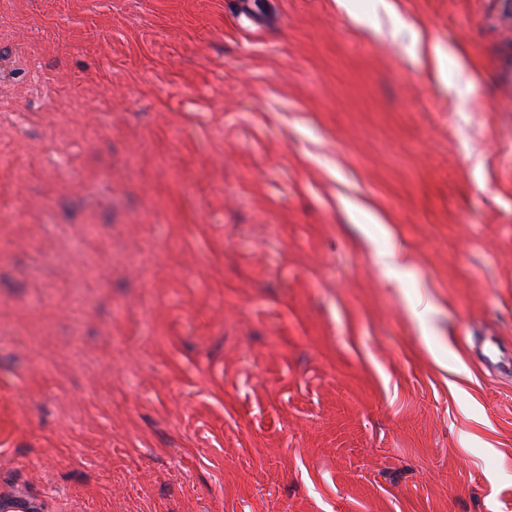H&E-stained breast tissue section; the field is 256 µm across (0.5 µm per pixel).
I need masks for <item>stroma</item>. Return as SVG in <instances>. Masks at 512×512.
<instances>
[{
    "instance_id": "35a3bbf8",
    "label": "stroma",
    "mask_w": 512,
    "mask_h": 512,
    "mask_svg": "<svg viewBox=\"0 0 512 512\" xmlns=\"http://www.w3.org/2000/svg\"><path fill=\"white\" fill-rule=\"evenodd\" d=\"M388 2L0 0V483L512 512V20Z\"/></svg>"
}]
</instances>
